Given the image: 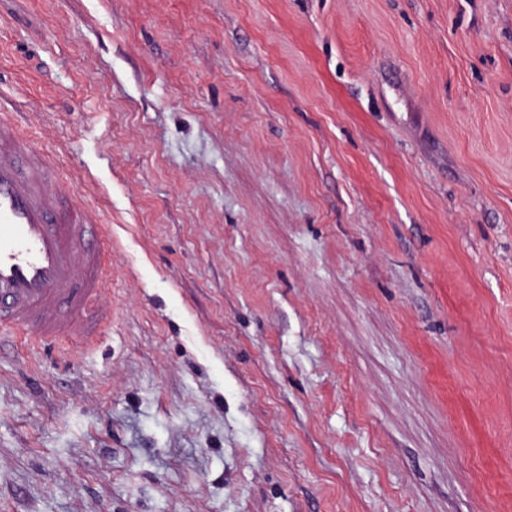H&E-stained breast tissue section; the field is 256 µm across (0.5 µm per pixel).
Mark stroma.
Returning a JSON list of instances; mask_svg holds the SVG:
<instances>
[{"mask_svg": "<svg viewBox=\"0 0 512 512\" xmlns=\"http://www.w3.org/2000/svg\"><path fill=\"white\" fill-rule=\"evenodd\" d=\"M0 113L112 228L0 512H512V0H0Z\"/></svg>", "mask_w": 512, "mask_h": 512, "instance_id": "obj_1", "label": "stroma"}]
</instances>
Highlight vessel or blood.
Instances as JSON below:
<instances>
[{
  "label": "vessel or blood",
  "instance_id": "1",
  "mask_svg": "<svg viewBox=\"0 0 512 512\" xmlns=\"http://www.w3.org/2000/svg\"><path fill=\"white\" fill-rule=\"evenodd\" d=\"M53 171L40 150L0 123V326L46 337L79 328L90 335L88 307L98 291L95 224L83 207H61L42 186Z\"/></svg>",
  "mask_w": 512,
  "mask_h": 512
}]
</instances>
